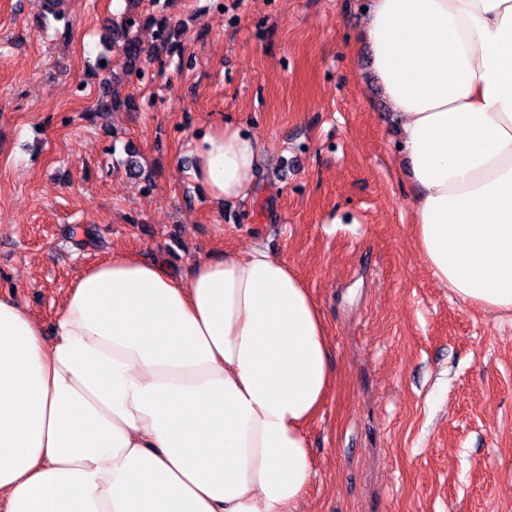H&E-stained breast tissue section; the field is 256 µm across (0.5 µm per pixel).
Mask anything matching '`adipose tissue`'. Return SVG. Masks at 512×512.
Segmentation results:
<instances>
[{"mask_svg": "<svg viewBox=\"0 0 512 512\" xmlns=\"http://www.w3.org/2000/svg\"><path fill=\"white\" fill-rule=\"evenodd\" d=\"M365 36L437 283L512 318V0H371ZM188 170L244 201L258 136L217 118ZM302 276L262 245L185 274L120 251L72 282L52 334L0 295L6 512H301L307 427L336 386Z\"/></svg>", "mask_w": 512, "mask_h": 512, "instance_id": "1", "label": "adipose tissue"}]
</instances>
